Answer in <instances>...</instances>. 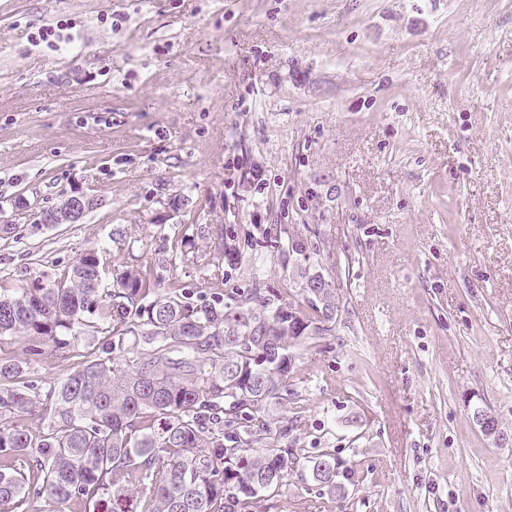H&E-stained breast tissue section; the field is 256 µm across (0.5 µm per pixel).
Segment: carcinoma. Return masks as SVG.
I'll return each instance as SVG.
<instances>
[{"label":"carcinoma","mask_w":512,"mask_h":512,"mask_svg":"<svg viewBox=\"0 0 512 512\" xmlns=\"http://www.w3.org/2000/svg\"><path fill=\"white\" fill-rule=\"evenodd\" d=\"M218 233L224 225H195L175 257L220 276ZM197 238L208 254L196 253ZM281 297L254 288L198 304L150 265L109 269L96 248L0 294V345L28 338L22 353L0 356V509L44 500L56 512L105 502L104 512H136L127 503L140 486L151 512H252L296 469L336 492V449L303 457L280 447L288 429L250 426L288 394L293 348L336 319L334 303L328 314L308 297ZM139 342L146 349L132 367L126 355ZM79 347L83 361L69 373L44 388L32 380L45 349L65 359ZM37 409L47 426L35 434L19 419Z\"/></svg>","instance_id":"carcinoma-1"}]
</instances>
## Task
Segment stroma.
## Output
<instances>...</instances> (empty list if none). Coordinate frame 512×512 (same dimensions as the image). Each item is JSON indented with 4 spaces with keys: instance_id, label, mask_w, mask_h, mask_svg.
Here are the masks:
<instances>
[{
    "instance_id": "1",
    "label": "stroma",
    "mask_w": 512,
    "mask_h": 512,
    "mask_svg": "<svg viewBox=\"0 0 512 512\" xmlns=\"http://www.w3.org/2000/svg\"><path fill=\"white\" fill-rule=\"evenodd\" d=\"M77 187L80 223H36ZM0 224V292L197 224L238 261L175 263L191 295L333 282L259 419L361 475L253 512H512V0H0Z\"/></svg>"
}]
</instances>
